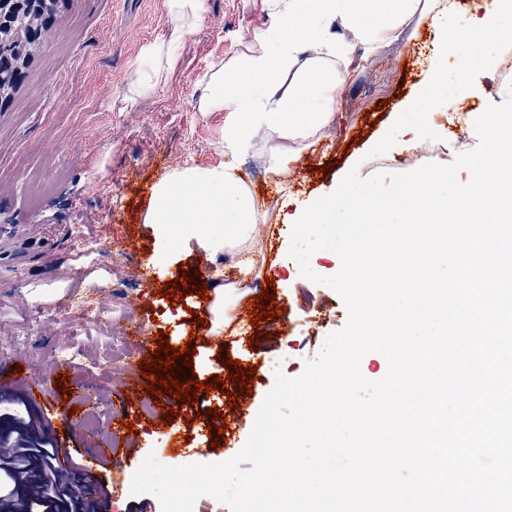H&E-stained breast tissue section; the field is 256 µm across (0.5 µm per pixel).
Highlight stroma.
Listing matches in <instances>:
<instances>
[{
	"instance_id": "1",
	"label": "stroma",
	"mask_w": 512,
	"mask_h": 512,
	"mask_svg": "<svg viewBox=\"0 0 512 512\" xmlns=\"http://www.w3.org/2000/svg\"><path fill=\"white\" fill-rule=\"evenodd\" d=\"M274 0H205L196 32L181 35L165 8V0H71L67 10L38 52L9 103L0 108V226L15 225L12 248H26L23 258L0 259V365L22 359L28 376L46 390L31 399L22 379H0V416L20 412L37 436L68 449L74 465L70 483L86 481L83 463L97 443L89 427L74 428L70 413L54 404L60 388L94 391L111 396L103 411L106 428L129 446L120 464L102 466L98 478L112 484L118 512H132L130 486L134 472L152 452L181 445L190 462L220 463L245 445L276 373L296 378L321 354L327 337L347 321L338 293L299 273L281 243L290 225L280 223L283 208L335 194L336 184L350 170L369 177L385 150L376 146L385 128L400 119L412 125L416 116L401 112L404 98L413 96L424 80L423 60L433 39L428 28L406 33L385 44L346 86L335 124L323 129L312 151L293 162V178L280 188L261 150L237 160L244 186L264 219L255 240L263 256L251 284L228 296L231 318L220 334H211L210 311L200 295H174L165 301L163 285L181 278L183 270L198 271V283L224 277V257L206 256L198 248L180 249L162 268H151L154 236L144 216L150 197L141 186L187 165L208 166L224 161V115L204 111L210 76L229 59L245 53L252 32L272 36L277 28ZM164 44L174 51L165 83L154 93L130 98L138 72L151 65L149 50ZM438 148L434 161L452 163L476 147L474 129L449 126L448 114L434 116ZM103 234L122 244L135 239L139 247L131 264L115 268L113 281L125 282L114 293L102 281L99 265L76 258L77 233ZM147 268V277L137 275ZM276 282V320L251 322L250 311L264 278ZM312 302H305V294ZM96 307L125 303L124 321L147 314L148 350L132 347L131 358L110 366H95L80 355L96 341L93 313H79L83 299ZM24 343H14L17 334ZM195 353L197 380L219 377L225 390L201 392L197 401H168L174 417L155 409L152 416L125 410L116 393L132 376H146L156 347V334ZM258 341H251V334ZM68 347L71 360L54 356ZM226 351L241 365H253L257 377L251 393L227 381L218 353ZM239 394L229 403V393ZM134 430H127V422Z\"/></svg>"
}]
</instances>
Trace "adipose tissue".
Returning <instances> with one entry per match:
<instances>
[{"label": "adipose tissue", "mask_w": 512, "mask_h": 512, "mask_svg": "<svg viewBox=\"0 0 512 512\" xmlns=\"http://www.w3.org/2000/svg\"><path fill=\"white\" fill-rule=\"evenodd\" d=\"M278 39L268 49L263 34H253L247 51L211 76L212 92L205 111L224 112L227 163L187 166L173 171L154 187L146 221L157 242L154 264H165L175 247L196 244L212 255H237L239 279L258 263L254 228L261 220L253 196L244 189L234 162L265 140L264 152L280 178H287L284 158H297L316 143L321 128L335 116L341 93L360 65L384 44L405 31L425 25L434 35L426 59V97L410 98L403 111L419 114L417 123L392 125L383 145L415 151L434 131L433 110L449 101H464L479 84L478 68L462 48L473 38L495 32L511 39L512 0H281ZM457 54L467 79L455 96L446 92L443 61ZM374 185L339 184L335 197L296 206L284 214L286 224H351L355 212L376 198ZM220 224L224 233L206 227Z\"/></svg>", "instance_id": "obj_1"}]
</instances>
